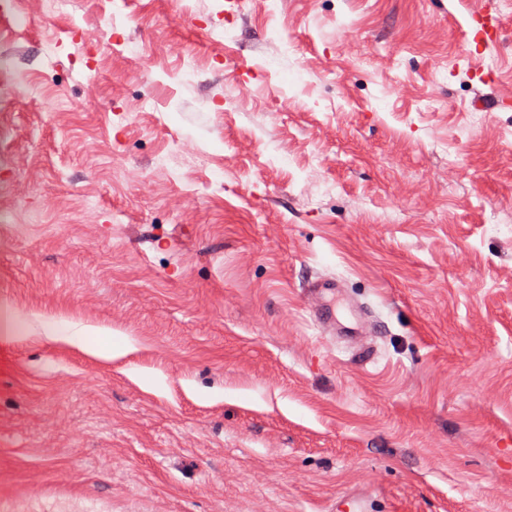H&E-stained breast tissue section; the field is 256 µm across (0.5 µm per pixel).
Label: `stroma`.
<instances>
[{
  "instance_id": "obj_1",
  "label": "stroma",
  "mask_w": 512,
  "mask_h": 512,
  "mask_svg": "<svg viewBox=\"0 0 512 512\" xmlns=\"http://www.w3.org/2000/svg\"><path fill=\"white\" fill-rule=\"evenodd\" d=\"M364 491L512 512V0H0V512ZM338 288L332 281H314L304 290L306 297L314 301L310 309L312 319L321 328H325L333 338H340L348 342H357L363 337L366 326L361 317L355 324L344 325L336 321L334 308L336 307V294Z\"/></svg>"
}]
</instances>
